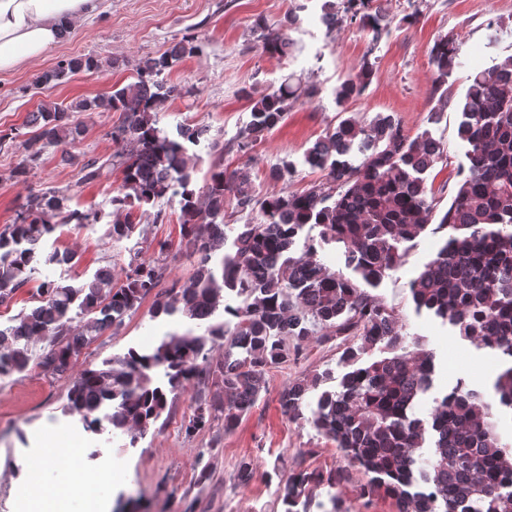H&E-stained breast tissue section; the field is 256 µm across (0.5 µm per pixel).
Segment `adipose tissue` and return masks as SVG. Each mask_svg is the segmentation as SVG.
<instances>
[{
    "instance_id": "obj_1",
    "label": "adipose tissue",
    "mask_w": 512,
    "mask_h": 512,
    "mask_svg": "<svg viewBox=\"0 0 512 512\" xmlns=\"http://www.w3.org/2000/svg\"><path fill=\"white\" fill-rule=\"evenodd\" d=\"M97 0H0V72L42 58L62 38L60 23H79Z\"/></svg>"
}]
</instances>
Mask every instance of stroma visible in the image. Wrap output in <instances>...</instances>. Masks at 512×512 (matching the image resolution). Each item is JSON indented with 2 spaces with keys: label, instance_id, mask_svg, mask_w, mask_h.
Instances as JSON below:
<instances>
[{
  "label": "stroma",
  "instance_id": "obj_1",
  "mask_svg": "<svg viewBox=\"0 0 512 512\" xmlns=\"http://www.w3.org/2000/svg\"><path fill=\"white\" fill-rule=\"evenodd\" d=\"M393 23L380 37H373L357 23L340 17L328 27L319 20L321 0H308L296 26L287 29L291 42L287 58L261 54L252 31L255 18L269 25L280 23L292 0H103L95 16L77 24L45 58L0 73V231L11 224L31 195L56 191L67 198L69 209L96 210L95 224H64L41 247L26 286L0 305V326L8 327L19 314L35 305L34 294L45 280L80 285L102 268L112 271L114 283H122L131 260H150L164 267L162 287L185 285L196 268L180 249V198L167 195L156 203L130 207L139 234L115 241L109 235L113 220L112 198L122 184L116 166L117 150L110 132L122 120L118 112H77L73 119L85 130L71 147H52L30 166L27 177L14 178V170L27 156L24 141L34 135L25 124L30 112L45 102L68 104L111 92L113 85L133 82L137 64L164 52L171 43L197 37L201 53L183 59L163 76L181 94L169 99L159 125L174 131L177 124L205 126L207 140L191 147L195 166L194 187H202L215 164L226 169L249 166L260 195L302 192L324 180L320 170L304 162V153L325 131L342 119L335 90L354 75L363 61H371L374 75L363 95L351 101L347 115L371 121L378 113L396 115L409 137L431 132L441 139L448 154L426 175L439 210H446L466 169L467 146L458 136L463 99L475 68L490 59L512 56V0H377ZM418 13L416 23L403 18ZM456 40L455 65L446 86L452 101L437 122L429 116L439 95L437 70L430 50L444 36ZM98 57L102 66L84 71L63 84L36 85L38 76L64 57ZM291 74L301 76L309 88L287 119L247 153L238 143L251 121L250 101L278 88ZM16 138H9L11 129ZM219 150H212L211 142ZM96 160L101 175L93 182L81 179V167ZM295 163L297 174L289 181L273 179L272 169L282 162ZM445 232L425 231L410 243L404 263L389 273L372 293L396 307L408 339L425 343L435 354L436 371L430 398L419 411L428 413L432 398L440 396L457 379L483 389L490 388L495 357L460 337L457 329L426 312H416L408 283L444 244ZM168 242L160 253L159 242ZM71 252L69 263H45L54 252ZM154 297H147L135 311L123 317L120 327L109 329L86 349L75 369L95 367L108 358L124 356L129 349L154 346L162 336L183 331L184 322L152 314ZM50 337L30 344L32 360L24 371L0 377V512H20L16 482L22 474L58 489L60 474L70 464L61 457L45 468L41 460L51 448L79 447L80 461L96 472L111 463L119 479L99 496L104 512H283L280 484L299 470H344L346 480L338 488L345 512H395L390 500H369L359 494L363 475L348 466L335 443L319 435L308 423L288 420L280 395L299 378L327 373L322 389H335L344 369L336 340L313 336L299 345L300 356L288 365L272 369L256 406L232 434L221 427L187 433L194 409L207 395L210 381L188 383L169 395L162 417L151 426L136 447H127L125 435L85 432L78 416L67 410L71 376L45 372L37 363L47 351ZM252 460L253 479H236L242 459Z\"/></svg>",
  "mask_w": 512,
  "mask_h": 512
}]
</instances>
